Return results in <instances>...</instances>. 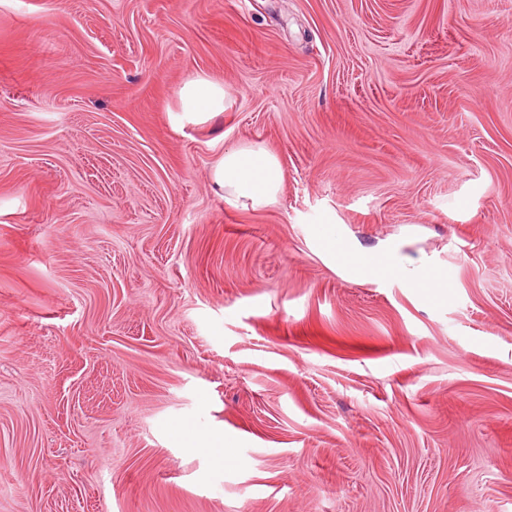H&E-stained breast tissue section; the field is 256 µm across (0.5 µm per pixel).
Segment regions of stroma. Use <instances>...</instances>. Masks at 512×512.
Listing matches in <instances>:
<instances>
[{
	"instance_id": "stroma-1",
	"label": "stroma",
	"mask_w": 512,
	"mask_h": 512,
	"mask_svg": "<svg viewBox=\"0 0 512 512\" xmlns=\"http://www.w3.org/2000/svg\"><path fill=\"white\" fill-rule=\"evenodd\" d=\"M0 512H512V0H0ZM177 95V107L172 112H182L181 120L205 122L226 110L224 87L205 77L187 81ZM283 169L265 150L242 147L224 153L212 170V181L228 202L246 200L255 207L273 203L283 184Z\"/></svg>"
}]
</instances>
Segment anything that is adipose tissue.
<instances>
[{"instance_id":"ef3b65f1","label":"adipose tissue","mask_w":512,"mask_h":512,"mask_svg":"<svg viewBox=\"0 0 512 512\" xmlns=\"http://www.w3.org/2000/svg\"><path fill=\"white\" fill-rule=\"evenodd\" d=\"M226 108L222 86L204 77L187 81L178 91L177 109L183 120L200 123L219 116ZM283 169L263 149L242 147L222 156L212 170V181L227 201H249L262 207L275 201L283 184Z\"/></svg>"}]
</instances>
